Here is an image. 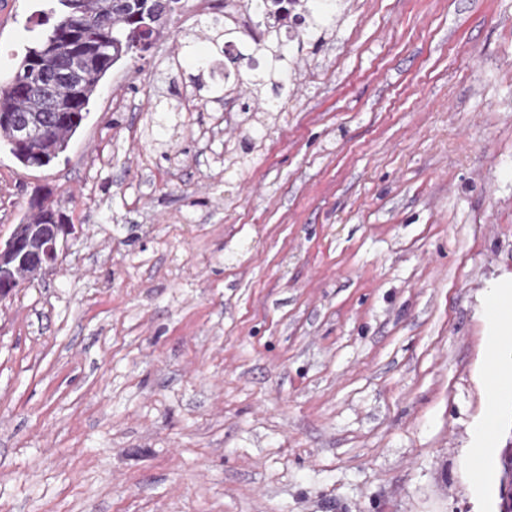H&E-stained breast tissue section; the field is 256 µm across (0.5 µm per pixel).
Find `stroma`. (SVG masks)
I'll return each instance as SVG.
<instances>
[{"instance_id":"obj_1","label":"stroma","mask_w":512,"mask_h":512,"mask_svg":"<svg viewBox=\"0 0 512 512\" xmlns=\"http://www.w3.org/2000/svg\"><path fill=\"white\" fill-rule=\"evenodd\" d=\"M45 0H0V84ZM50 166L0 147V512H498L471 482L487 284L512 278V0H340L252 115L195 92L196 0ZM179 92L158 124L157 99ZM52 208L32 212L21 219L4 246L0 243V294L10 293L15 283L21 282L13 276L17 264L26 258L34 257V268L27 273L26 280L38 277L43 270L52 266L57 259V244L60 233L70 230V226L59 224ZM52 215L46 221V213Z\"/></svg>"}]
</instances>
